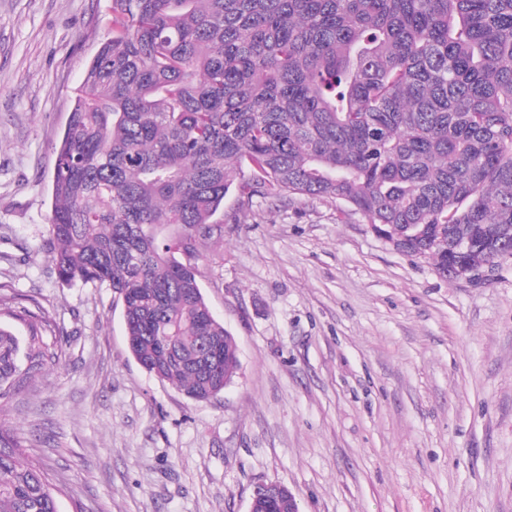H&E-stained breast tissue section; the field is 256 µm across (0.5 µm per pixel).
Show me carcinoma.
I'll use <instances>...</instances> for the list:
<instances>
[{"label": "carcinoma", "instance_id": "cac0c4a2", "mask_svg": "<svg viewBox=\"0 0 512 512\" xmlns=\"http://www.w3.org/2000/svg\"><path fill=\"white\" fill-rule=\"evenodd\" d=\"M112 29L55 146L48 257L122 300L150 375L195 401L239 370L202 293L200 240L256 199H318L400 252L512 258V0H110ZM235 193L237 207L224 211ZM467 228L472 248L448 244ZM29 369L59 358L37 317ZM20 342L0 326V400ZM0 424V512L59 488Z\"/></svg>", "mask_w": 512, "mask_h": 512}]
</instances>
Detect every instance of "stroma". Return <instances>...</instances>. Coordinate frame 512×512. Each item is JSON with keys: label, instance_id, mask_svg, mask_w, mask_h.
Returning <instances> with one entry per match:
<instances>
[{"label": "stroma", "instance_id": "stroma-1", "mask_svg": "<svg viewBox=\"0 0 512 512\" xmlns=\"http://www.w3.org/2000/svg\"><path fill=\"white\" fill-rule=\"evenodd\" d=\"M110 0H0V298L47 320L59 363L0 401L59 512H512V259L446 279L320 200L255 201L208 240L201 286L240 371L205 402L132 357L109 288L62 284L54 146ZM288 491V506L287 508H279L277 510L273 511H281L285 510L288 511L289 505H291L294 501L297 502V499L295 495L291 492V490L285 486L284 484L278 483V482H268V483H260L257 484L251 493L250 501H249V508L248 512L251 511V501L256 499L264 500L268 503H274L280 500L281 496L285 494V492Z\"/></svg>", "mask_w": 512, "mask_h": 512}]
</instances>
